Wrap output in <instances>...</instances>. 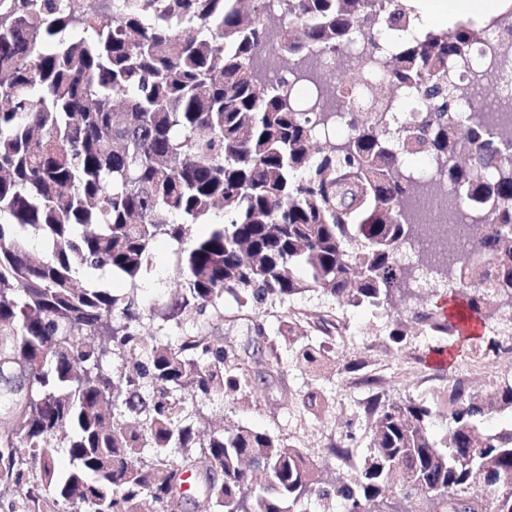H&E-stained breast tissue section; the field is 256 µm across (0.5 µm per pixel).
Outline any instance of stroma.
Returning a JSON list of instances; mask_svg holds the SVG:
<instances>
[{"instance_id":"35a3bbf8","label":"stroma","mask_w":512,"mask_h":512,"mask_svg":"<svg viewBox=\"0 0 512 512\" xmlns=\"http://www.w3.org/2000/svg\"><path fill=\"white\" fill-rule=\"evenodd\" d=\"M176 278L174 251L166 240H158L152 252L151 271L144 280V299L153 302L168 297L175 287ZM451 296L452 291L448 288L437 291L419 288L415 293L398 297L383 315L374 316L353 308L339 313L340 318L351 326L346 342L347 354L368 361L372 373L380 378V389L387 398L398 399L409 395L430 402L433 410L431 427L439 437L448 430L444 402L436 398L433 392L439 381L455 375L472 386L480 378L495 381L512 377V360L492 354L484 356L480 363H473L474 343L465 336L446 343L438 336L417 334L409 337V347L402 353L386 350L378 337L392 320L408 314L416 306L431 300L444 307ZM281 314V309L266 306L252 313L242 312L234 302H225L224 319L219 324L217 337L220 341L235 345L239 352L253 353L258 341L252 329L253 318H260L267 333L271 334L277 330ZM442 344L446 345L451 355L448 364L431 365L429 352ZM277 356L284 373L280 384L275 385L257 406L251 408L240 407L228 398L217 401L209 410L211 421L218 425L232 420L261 428L298 444L306 452L319 453L329 438L340 434L348 422L358 420L359 402L364 397V391L349 374L324 381L323 390L336 397V410L322 419L311 418L302 410V401L311 389L308 376L296 364L287 347H279Z\"/></svg>"}]
</instances>
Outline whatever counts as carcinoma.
Segmentation results:
<instances>
[{
    "instance_id": "obj_1",
    "label": "carcinoma",
    "mask_w": 512,
    "mask_h": 512,
    "mask_svg": "<svg viewBox=\"0 0 512 512\" xmlns=\"http://www.w3.org/2000/svg\"><path fill=\"white\" fill-rule=\"evenodd\" d=\"M0 0V503L7 512H180L183 475L204 478L211 512H400L422 492L430 512H512V380L462 381L444 393L448 434L411 397L364 403L368 453L356 478L346 430L325 463L265 430L227 423L201 433L204 407L248 405L282 378L212 339L230 297L241 310L319 293L338 308L384 310L405 291L402 249L420 237L417 200L448 195L444 257L417 263L456 285L458 315L426 305L394 321L382 344L415 332L461 336L459 322L512 307V121L458 102L486 73L456 69L485 43L479 21L428 25L412 0ZM491 66L512 57V12L499 21ZM275 48L278 76L265 53ZM350 49L365 112L343 113L324 56ZM418 112L395 120L396 96ZM348 120L349 134L335 135ZM431 160L435 177L411 159ZM469 213L480 261L457 254ZM212 221L201 237L194 227ZM48 253L33 256L30 238ZM174 247L179 288L138 294L154 243ZM108 271L116 292L79 287V269ZM321 340L293 348L315 419L335 398L330 375L367 362L336 351L343 322L315 315ZM178 330L176 342L162 340ZM70 430V468L56 441ZM384 79L381 70H369L365 74L364 82L348 90H344V96L350 100L353 109H362L366 106V87L368 84L380 83Z\"/></svg>"
}]
</instances>
